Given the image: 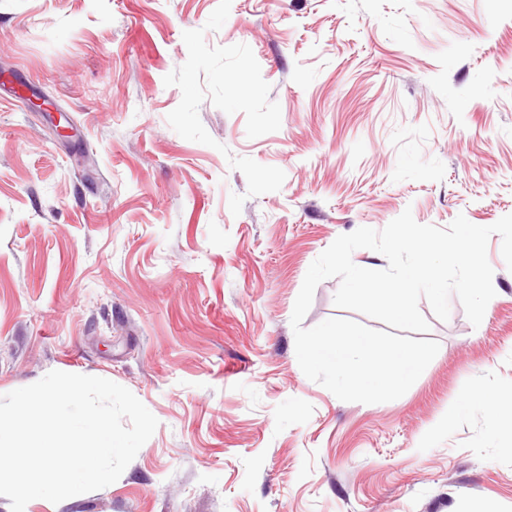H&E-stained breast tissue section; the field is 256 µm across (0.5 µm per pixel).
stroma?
I'll list each match as a JSON object with an SVG mask.
<instances>
[{
	"mask_svg": "<svg viewBox=\"0 0 512 512\" xmlns=\"http://www.w3.org/2000/svg\"><path fill=\"white\" fill-rule=\"evenodd\" d=\"M217 5L0 0V395L91 375L158 420L116 482L25 512H512V412L482 403L512 400L499 235L479 326L420 300L440 349L396 400L309 380L290 323L339 235L512 213V0H232L205 42L252 49L281 127L248 138L206 101L210 147L169 126L163 78ZM231 155L281 189L247 196ZM339 284L304 327L382 329L335 305Z\"/></svg>",
	"mask_w": 512,
	"mask_h": 512,
	"instance_id": "35a3bbf8",
	"label": "stroma"
}]
</instances>
